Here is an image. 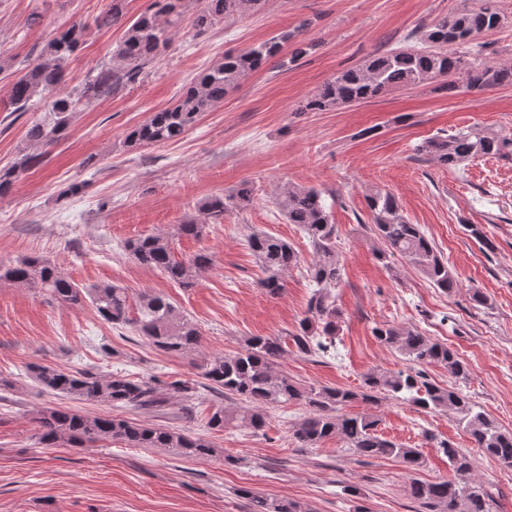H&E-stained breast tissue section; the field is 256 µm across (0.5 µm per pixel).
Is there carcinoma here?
Here are the masks:
<instances>
[{
  "label": "carcinoma",
  "mask_w": 512,
  "mask_h": 512,
  "mask_svg": "<svg viewBox=\"0 0 512 512\" xmlns=\"http://www.w3.org/2000/svg\"><path fill=\"white\" fill-rule=\"evenodd\" d=\"M496 0H480L477 8L453 11L439 21L419 30L421 48L394 49L369 58L327 80L300 105L302 112H325L351 103L375 98L388 91L417 87L442 79L448 89L462 82L469 89H487L512 85L511 63L466 64L448 52L450 46L473 44L507 23L508 17L495 5ZM265 0H205L194 25L204 32L213 25L235 16L259 10ZM123 0H112L110 10L96 21L108 26L123 19ZM184 10V0H153L150 8L125 30L123 40L112 54V64L92 70L90 79L76 93H65V67L86 42L89 30L74 23L60 30L39 55L21 69L11 84L8 110L24 112L30 101L54 93L49 103L50 118L35 122L26 137L34 152L23 155L13 165L0 168V194L8 192L20 174L39 163L48 148L66 136L71 116L83 103L106 97L119 88L139 82L148 65L167 49L172 29ZM294 43L290 61L306 53L297 33L285 32L243 52H227L224 58L200 73L180 95L176 104L156 111L127 136L131 145H150L171 141L185 134L204 112L224 102V96L236 88L251 72L279 56L285 45ZM416 152L441 167L456 169L466 161L483 157L512 159V135L489 133L479 127L460 129L447 136H436L416 146ZM252 189L241 188L228 198L215 196L201 205L206 219L224 217L229 204L245 206ZM372 224L370 230L382 241L377 251L381 260L398 256L417 267L430 283L443 293L459 288V280L421 225L412 224L400 213L388 193L366 196ZM277 205L290 224L302 227L317 255L310 269L316 284L307 310L296 331L281 336H251L241 351L233 355H215L200 365L208 388L218 394L232 395L249 404L241 414L218 406L207 426L216 431L236 420L259 431L268 418V409L282 403L302 402L307 408L292 430L302 448H314L332 438L364 459L394 457L407 469L423 464L417 448H408L377 434L378 419L372 413L348 415L342 412L356 400L373 408L382 401L403 399L429 411H448L463 426L474 447L501 465L512 468V432L497 422L460 390L431 381L424 368L441 366L456 379L469 377V365L448 345L418 331L394 325L373 328L374 336L388 349L402 355L408 367L397 372L373 371L360 390L343 387L305 388L278 370L279 360L288 353V345L297 352L329 356L336 351V308L330 289L342 276L336 254V225L330 223L322 193L313 188L285 185ZM173 235L159 232L126 243L125 250L140 265L165 274L183 288H192L211 269L212 259L197 253L185 261L175 259ZM249 249L261 262L264 278L261 286L270 296L281 294L288 271L298 262L294 247L287 241L266 234H254ZM0 281L24 288L41 289L68 307H79L90 300L97 314L107 323L129 327L145 337L159 352L188 356L199 350L201 336L196 325L181 314L163 294L143 292L132 303L127 289L112 284L80 287L67 279L50 262L28 257L14 264L0 263ZM31 373L44 390L64 398L84 400L131 409L155 410L183 400L180 410H189L186 402L193 387L184 381L165 383L133 380L108 372L72 373L49 365H33ZM38 440L42 444L94 447L100 442L119 441L130 448L173 450L190 459H209L218 450L201 437L177 428L144 424L110 414H82L65 407H50L36 417ZM454 473L451 480L413 481L410 497L420 512H492L488 489L474 474L475 464L469 452L449 442L439 445ZM251 499L252 512H305L302 505L288 498H271L244 491Z\"/></svg>",
  "instance_id": "carcinoma-1"
}]
</instances>
